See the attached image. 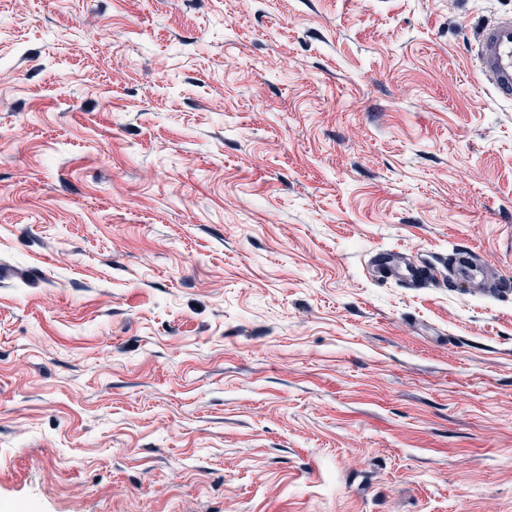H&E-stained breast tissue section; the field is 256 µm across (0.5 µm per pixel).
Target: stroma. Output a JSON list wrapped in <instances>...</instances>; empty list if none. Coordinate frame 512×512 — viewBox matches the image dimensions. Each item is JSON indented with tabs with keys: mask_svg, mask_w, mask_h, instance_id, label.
<instances>
[{
	"mask_svg": "<svg viewBox=\"0 0 512 512\" xmlns=\"http://www.w3.org/2000/svg\"><path fill=\"white\" fill-rule=\"evenodd\" d=\"M512 0H0V512H512ZM474 62L495 97L512 102V15L497 16L478 29ZM374 265L378 267L381 276L385 279L390 278H404L407 280H436L439 276V270L437 265L427 260L422 262L416 267L405 268L400 267L395 261L387 254V252H381L374 257Z\"/></svg>",
	"mask_w": 512,
	"mask_h": 512,
	"instance_id": "35a3bbf8",
	"label": "stroma"
}]
</instances>
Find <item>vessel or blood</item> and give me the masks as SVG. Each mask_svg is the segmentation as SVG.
<instances>
[{"label":"vessel or blood","mask_w":512,"mask_h":512,"mask_svg":"<svg viewBox=\"0 0 512 512\" xmlns=\"http://www.w3.org/2000/svg\"><path fill=\"white\" fill-rule=\"evenodd\" d=\"M474 62L484 85L495 97L512 102V15L494 17L479 28ZM374 263L387 279L434 280L439 276L437 265L430 260L403 268L382 252L375 256Z\"/></svg>","instance_id":"obj_1"}]
</instances>
